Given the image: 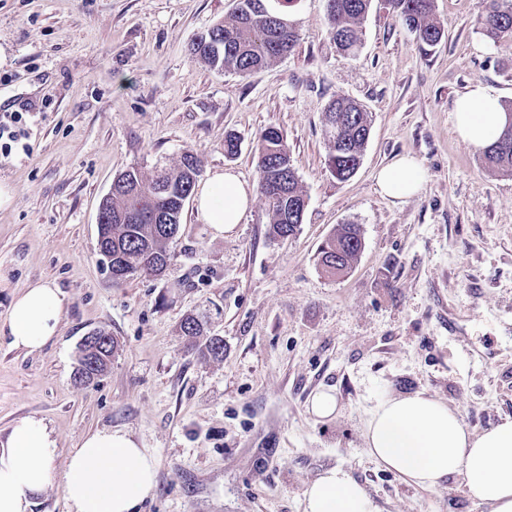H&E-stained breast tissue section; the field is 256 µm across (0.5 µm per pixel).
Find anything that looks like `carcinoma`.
Instances as JSON below:
<instances>
[{"label": "carcinoma", "instance_id": "1", "mask_svg": "<svg viewBox=\"0 0 512 512\" xmlns=\"http://www.w3.org/2000/svg\"><path fill=\"white\" fill-rule=\"evenodd\" d=\"M293 0H235L229 18L198 36L190 51L204 65L218 71L250 75L290 53L297 36L288 41L274 40L277 19L288 18L286 8ZM392 15L401 19L417 39L438 44L443 31L433 15V0H384ZM482 34L496 43L512 35V0H486ZM372 0H327L328 32L343 54H354L362 42V23ZM323 134L331 144L328 165L333 176L343 182L356 171L370 135L367 113L352 99L338 96L324 108ZM485 166L512 174V130L504 127L499 137L483 149ZM291 152L283 133L269 127L263 131L258 148L259 186L269 217L268 235L290 238L300 230L299 208L306 195L297 172H288ZM200 162L186 153L173 169H162L147 177L137 170L126 171L113 179L120 184L107 200L106 220L101 235L109 249L101 256L112 280L124 281L142 274L160 276L169 260V245L178 232L182 212L201 176ZM363 248L360 228L344 224L327 239L319 252V262L330 274L350 270ZM188 347L219 358L224 346L217 338L205 336L202 320L189 314L181 323ZM118 343L110 337L96 351L80 355L74 374L79 383L93 382L112 360Z\"/></svg>", "mask_w": 512, "mask_h": 512}]
</instances>
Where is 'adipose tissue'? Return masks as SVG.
<instances>
[{
    "instance_id": "1",
    "label": "adipose tissue",
    "mask_w": 512,
    "mask_h": 512,
    "mask_svg": "<svg viewBox=\"0 0 512 512\" xmlns=\"http://www.w3.org/2000/svg\"><path fill=\"white\" fill-rule=\"evenodd\" d=\"M461 139L481 149L502 132L507 115L500 98L477 82L453 111ZM381 195L404 199L421 192L425 170L400 156L376 174ZM252 186L231 171H215L196 192L199 219L214 235L232 233L246 213ZM63 297L55 282L29 283L12 301L0 334L15 349L42 348L58 334ZM366 455L384 469L425 489L462 478L468 497L486 512H512V416L476 432L445 402L417 392L390 397L370 413L364 431ZM56 442L43 422L26 417L0 441V512H32L54 478L68 512H137L152 498L157 461L126 431L101 429L56 468ZM303 512H380L367 489L339 467L324 470L305 489Z\"/></svg>"
}]
</instances>
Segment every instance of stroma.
Here are the masks:
<instances>
[{"instance_id": "stroma-1", "label": "stroma", "mask_w": 512, "mask_h": 512, "mask_svg": "<svg viewBox=\"0 0 512 512\" xmlns=\"http://www.w3.org/2000/svg\"><path fill=\"white\" fill-rule=\"evenodd\" d=\"M234 0H0V113L31 129L0 156L16 190L0 209V321L28 283L53 280L60 333L39 350L0 336V435L43 421L59 457L98 429H121L157 459L140 512H302L307 485L340 467L382 512H484L462 480L427 490L379 467L362 433L382 399L419 391L474 431L512 415V175L485 168L453 123L474 82L512 102V35L481 33L483 0H435L444 36L426 46L373 0L351 56L328 33L325 0H292L293 52L242 76L189 48ZM371 120L362 163L340 182L323 111L336 96ZM287 139L308 206L299 233L268 236L262 194L233 234L214 236L187 200L160 276L112 281L98 214L113 179L194 154L203 172L258 185L262 131ZM239 139L224 154L225 134ZM410 155L423 191L381 196L376 171ZM359 225L363 249L331 277L322 243ZM205 319L215 359L188 350L180 325ZM103 329L107 372L75 382L82 339ZM332 389L334 418L308 411Z\"/></svg>"}]
</instances>
